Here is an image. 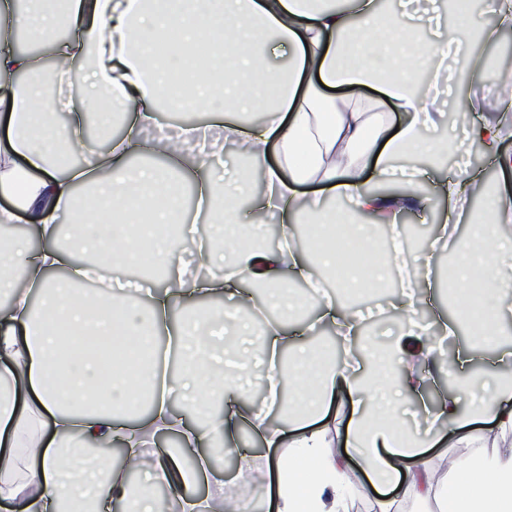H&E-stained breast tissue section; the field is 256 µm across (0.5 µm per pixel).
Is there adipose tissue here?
Instances as JSON below:
<instances>
[{
  "instance_id": "1",
  "label": "adipose tissue",
  "mask_w": 512,
  "mask_h": 512,
  "mask_svg": "<svg viewBox=\"0 0 512 512\" xmlns=\"http://www.w3.org/2000/svg\"><path fill=\"white\" fill-rule=\"evenodd\" d=\"M48 0H0V228L25 222L38 249L24 239H0V500L19 512H103L115 502L121 512H157L149 490L174 487V512H212L227 487L209 464L214 441L230 444L248 424L266 446L258 493L266 512H344L345 475L351 456L377 496L374 512H401L406 501L421 512H512V453L478 452L466 467H451L436 481L425 452L430 434L407 429L393 402L420 392L425 375L414 356L430 359L433 349L414 327L387 348H371L365 363L338 361L319 344L307 342L317 327L350 339L360 334L363 316L326 293L343 241L358 257L342 284L352 293L377 288L392 264L408 269L414 287L429 288L423 275L429 256L404 255L399 241L377 248L367 225L353 214H369L391 232L401 215L425 208L414 186L431 176L419 156L438 163L451 135L442 123L440 85L448 81V59L474 67L471 36L482 31L477 5L447 24L438 10L414 15L407 0L394 11L379 0H65L63 11ZM70 36L57 40L59 28ZM178 38L166 55L155 43L169 30ZM47 44L62 68H46L37 57L16 50L15 32ZM429 40H419V33ZM286 50L288 63L273 68L269 45ZM431 79L419 83V71ZM370 88L399 112L388 123ZM218 99L236 112H257L261 122L246 128L216 116L213 123L188 124L175 137L145 138L159 106L191 111ZM121 115L125 134H112ZM178 144L164 167H134L132 156L155 153L167 139ZM512 128L493 111L462 124V144L478 145L501 173H512V155L502 143ZM237 144L264 190L254 215L238 220L235 207L244 182H217L213 167L224 146ZM82 152L77 164L58 156L59 145ZM189 177L197 217L187 215L171 188L172 176ZM477 181L467 167L437 183L448 202L439 226L448 238ZM405 186V194L381 196L379 184ZM316 185L320 194L308 195ZM95 188L102 221L86 225L70 240L59 220L83 208L80 188ZM331 192L346 209L327 206ZM489 223L473 225L468 247L459 252L448 279L460 313L475 340H493L512 316V288L500 277L512 268V237L499 233L512 218V192L500 189L487 205ZM207 216L199 226L198 216ZM276 217L278 244L266 246L263 219ZM305 225L316 246L293 244L295 225ZM194 237L206 231L198 262L205 273L184 276L173 230ZM153 253L168 271L158 288L134 297L108 289L86 291L91 273L105 282L139 265ZM21 278H14V271ZM313 296L294 293L297 282ZM269 285L266 305L275 320L262 323L224 309L195 310L198 298L241 300L256 284ZM314 322H300L310 303ZM260 337L254 349L251 337ZM263 356L266 397L262 405L225 408L206 423L191 425L177 413L178 401L202 406L224 399L232 386V362ZM347 420L344 447L336 445V424ZM180 436V454L195 458L191 469L175 457L154 454L137 492L107 448L122 441L128 457L141 455L158 435ZM214 488L192 494L200 474ZM238 512L239 498H225Z\"/></svg>"
}]
</instances>
